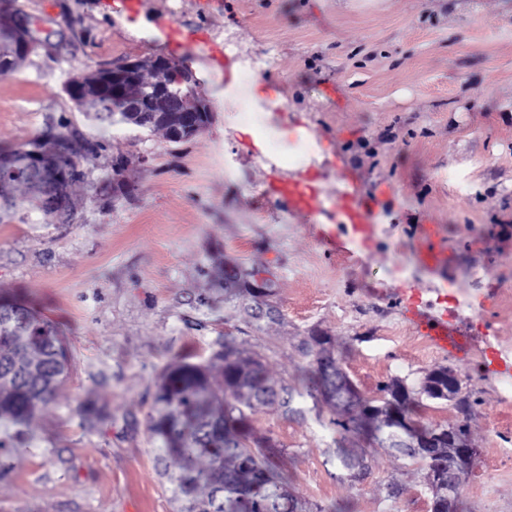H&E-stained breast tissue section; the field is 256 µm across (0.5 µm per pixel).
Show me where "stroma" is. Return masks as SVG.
<instances>
[{"instance_id": "1", "label": "stroma", "mask_w": 512, "mask_h": 512, "mask_svg": "<svg viewBox=\"0 0 512 512\" xmlns=\"http://www.w3.org/2000/svg\"><path fill=\"white\" fill-rule=\"evenodd\" d=\"M19 2L43 44L0 76V150L64 126L106 149L81 164L71 223H0V292L21 290L71 356L31 425L33 448L0 454V512H178L149 432L156 384L171 362L203 363L225 344L258 352L288 389V406L251 419L303 512H430L420 463L381 449L356 470L340 464L362 442L337 435L304 382L303 342L320 332L369 397L394 377L414 387L439 366L460 374L481 450L460 512H512V0H215L208 10L183 0L177 26L200 38L184 56L214 120L181 143L89 120L65 91L90 69L172 56L135 27L142 17L168 27L157 0L132 12ZM228 37L272 51L259 81L280 112L229 119L224 85L236 77L209 57ZM303 144L322 197L346 182L371 208L370 239L279 212L267 177L285 170L258 159ZM119 155L125 195L112 183ZM428 224L436 267L420 258ZM327 232L342 252L327 250ZM253 271L267 290L245 288ZM415 313L460 329L468 349L439 352ZM85 405L104 414L96 428Z\"/></svg>"}]
</instances>
